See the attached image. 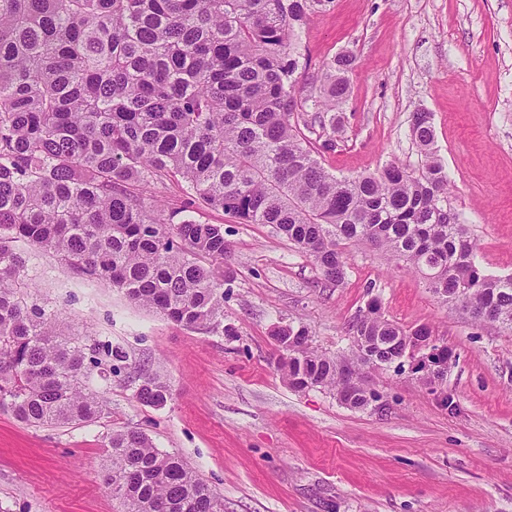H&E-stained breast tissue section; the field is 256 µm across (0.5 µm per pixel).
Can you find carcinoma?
Segmentation results:
<instances>
[{
  "instance_id": "cac0c4a2",
  "label": "carcinoma",
  "mask_w": 512,
  "mask_h": 512,
  "mask_svg": "<svg viewBox=\"0 0 512 512\" xmlns=\"http://www.w3.org/2000/svg\"><path fill=\"white\" fill-rule=\"evenodd\" d=\"M324 0H0V410L30 426L92 423L105 414L84 386L93 368L118 375L128 354L57 331L38 302L23 242L74 273L199 333L224 326V225L188 212L217 209L240 224H270L341 283L352 244H369L419 274L443 302L473 305L512 329V276L476 264L477 244L448 210V176L433 151L428 112H414L416 169L392 162L338 178L299 123L290 41ZM355 60L323 67V113L347 96ZM181 185L184 206L161 209L149 191ZM355 362L403 367L422 325L385 318L373 298L349 325ZM277 368L297 390L343 395L338 360L309 347V330L281 327ZM135 397L162 408L169 379L138 376ZM107 480L124 512H224L184 460L141 430L114 431Z\"/></svg>"
}]
</instances>
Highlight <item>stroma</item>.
<instances>
[{
    "label": "stroma",
    "mask_w": 512,
    "mask_h": 512,
    "mask_svg": "<svg viewBox=\"0 0 512 512\" xmlns=\"http://www.w3.org/2000/svg\"><path fill=\"white\" fill-rule=\"evenodd\" d=\"M298 101L321 96L323 66L349 55V92L336 121L315 127L339 177L396 161L418 167L413 112L430 113L448 173V204L469 224L488 274L512 275V0H326L292 36ZM224 227L232 279L224 321L236 336L192 332L78 278L48 252L21 246L61 329L122 348L121 376L92 372L107 402L96 422L33 427L0 411V512H122L105 477L112 431H145L181 455L224 499V512H512V330L441 302L415 273L362 244L338 285L265 224ZM404 327L428 325L456 354L424 384L410 367L367 372L383 410H354L325 388H290L273 333L304 324L319 352L352 358L347 329L371 297ZM165 374L163 408L135 397L136 368Z\"/></svg>",
    "instance_id": "obj_1"
}]
</instances>
